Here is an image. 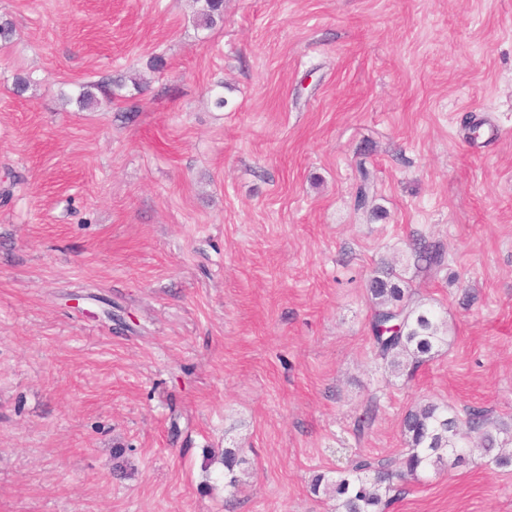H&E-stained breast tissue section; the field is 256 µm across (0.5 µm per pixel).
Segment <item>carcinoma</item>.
I'll return each mask as SVG.
<instances>
[{
	"label": "carcinoma",
	"mask_w": 512,
	"mask_h": 512,
	"mask_svg": "<svg viewBox=\"0 0 512 512\" xmlns=\"http://www.w3.org/2000/svg\"><path fill=\"white\" fill-rule=\"evenodd\" d=\"M224 0H193L196 26L212 28L223 19ZM95 84L79 86L76 102L82 108L99 105L93 92ZM413 254L426 266H440L444 255L439 246L417 239ZM369 291L373 299L371 332L375 359L394 373L414 371L429 361L437 349L447 342L448 324L432 306L413 299L408 287L398 281L390 268L371 279ZM406 450L395 460L393 472L387 465H376L365 458L351 462L336 478L318 474L312 480V491L337 501V512H385L392 502V478L415 476L448 460L460 465L469 461L473 452L492 460L499 468L512 466V452L505 446L512 442L508 429L489 421L484 411L472 409L462 420L449 414L448 408L427 403L408 411L403 419ZM245 449L226 448L221 457L224 479L236 486V468L244 463Z\"/></svg>",
	"instance_id": "1"
}]
</instances>
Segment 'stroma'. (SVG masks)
Masks as SVG:
<instances>
[{
  "instance_id": "stroma-1",
  "label": "stroma",
  "mask_w": 512,
  "mask_h": 512,
  "mask_svg": "<svg viewBox=\"0 0 512 512\" xmlns=\"http://www.w3.org/2000/svg\"><path fill=\"white\" fill-rule=\"evenodd\" d=\"M192 11L0 0V512H336L314 475L393 462L418 405L512 429V0ZM387 267L448 322L410 376L372 352ZM394 485L387 512H512L478 455ZM224 1L193 0V19L197 27L210 29L224 16ZM412 250L417 262H424L426 266H439L444 262L440 247L426 240H415ZM244 449L241 448H227L221 457V462L224 465V480H227V486L235 487L237 482L236 468L244 463Z\"/></svg>"
}]
</instances>
